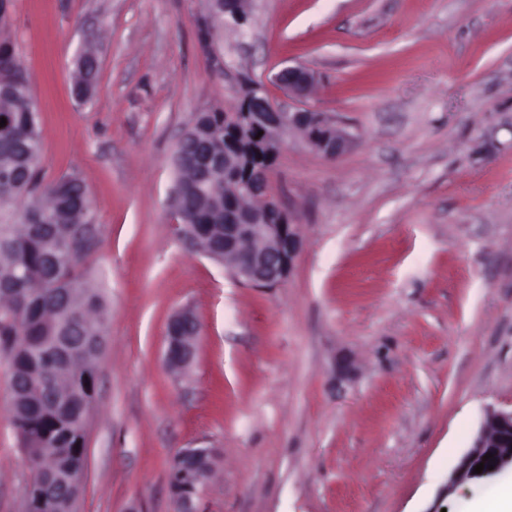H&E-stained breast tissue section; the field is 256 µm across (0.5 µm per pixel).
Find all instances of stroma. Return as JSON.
<instances>
[{"mask_svg":"<svg viewBox=\"0 0 512 512\" xmlns=\"http://www.w3.org/2000/svg\"><path fill=\"white\" fill-rule=\"evenodd\" d=\"M208 0H11L39 177L92 206L108 299L77 512H173L172 459L215 449L201 512H428L487 407L512 408V0H252L199 36ZM91 48L97 87L71 93ZM222 65L214 67L211 58ZM287 66L354 135L326 160L286 135L271 176L303 246L276 288L235 281L177 233V142L240 84ZM200 325L193 364L167 326ZM30 464L0 356V512ZM169 322L165 361L172 372L183 373L194 361L199 336L186 340L187 337L180 333V327L186 323L197 321L191 313L182 312L175 315Z\"/></svg>","mask_w":512,"mask_h":512,"instance_id":"obj_1","label":"stroma"}]
</instances>
